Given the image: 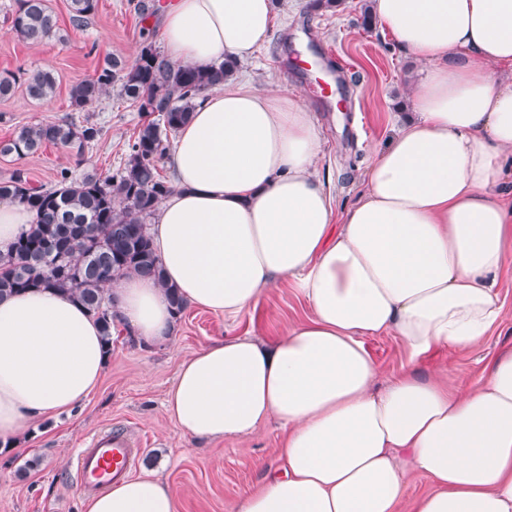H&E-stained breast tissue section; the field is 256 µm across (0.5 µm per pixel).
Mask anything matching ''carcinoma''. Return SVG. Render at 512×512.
<instances>
[{"label":"carcinoma","instance_id":"carcinoma-1","mask_svg":"<svg viewBox=\"0 0 512 512\" xmlns=\"http://www.w3.org/2000/svg\"><path fill=\"white\" fill-rule=\"evenodd\" d=\"M97 10V0H71L70 22L83 27ZM57 19L45 0H18L11 31L31 43L49 37ZM239 64L224 59L198 67L176 64L145 41L131 63L106 59L91 79L69 90L72 111L87 112L109 87L149 120L142 123L121 171L104 177L95 171L80 177L68 168L57 171L49 189L33 188L18 172L0 182V199L26 205L35 221L7 255L0 254V297L31 289L69 294L98 323L106 353L112 352V333L117 320L113 284L134 273L154 278L165 289L176 315L185 309L176 289L167 284L147 231V220L157 205L172 192L158 165L166 152L168 133L176 132L190 118L193 100L234 75ZM28 96L42 100L56 91L48 71L24 79ZM158 114L153 119L151 115ZM102 135L92 123L74 120L47 122L21 128L0 141V155L19 159L48 144H61L82 159L85 149Z\"/></svg>","mask_w":512,"mask_h":512}]
</instances>
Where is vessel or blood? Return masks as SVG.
<instances>
[{"mask_svg": "<svg viewBox=\"0 0 512 512\" xmlns=\"http://www.w3.org/2000/svg\"><path fill=\"white\" fill-rule=\"evenodd\" d=\"M140 451L141 442L131 433L107 429L93 435L75 459L83 494L96 495L129 477Z\"/></svg>", "mask_w": 512, "mask_h": 512, "instance_id": "1", "label": "vessel or blood"}]
</instances>
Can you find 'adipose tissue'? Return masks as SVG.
Masks as SVG:
<instances>
[{
    "label": "adipose tissue",
    "instance_id": "obj_1",
    "mask_svg": "<svg viewBox=\"0 0 512 512\" xmlns=\"http://www.w3.org/2000/svg\"><path fill=\"white\" fill-rule=\"evenodd\" d=\"M371 11L420 68L413 115L375 150L363 199L334 221L320 129L297 93L214 87L167 154L177 190L151 228L166 282L121 277L117 316L154 342L172 333L169 285L228 319L284 279L307 300L308 322L277 339L204 345L167 393L171 418L199 442L245 439L272 418L285 429L278 464L239 512H399L412 471L435 483L412 512H512V350L466 389L412 367L378 390L362 342L393 333L414 360L440 346L469 351L501 318L512 0H371ZM272 18L271 0H168L161 42L179 64L243 63ZM34 219L0 202L1 254ZM106 360L99 326L66 295L0 299V444L87 400ZM86 512H176V495L131 478Z\"/></svg>",
    "mask_w": 512,
    "mask_h": 512
}]
</instances>
